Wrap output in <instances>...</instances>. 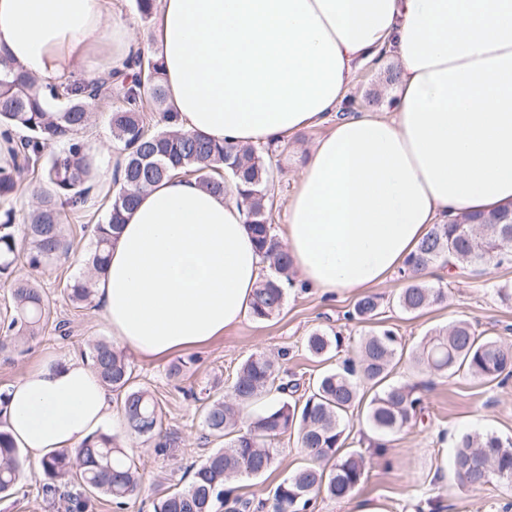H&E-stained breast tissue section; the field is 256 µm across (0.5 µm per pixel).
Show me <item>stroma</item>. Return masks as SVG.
<instances>
[{
  "instance_id": "1",
  "label": "stroma",
  "mask_w": 512,
  "mask_h": 512,
  "mask_svg": "<svg viewBox=\"0 0 512 512\" xmlns=\"http://www.w3.org/2000/svg\"><path fill=\"white\" fill-rule=\"evenodd\" d=\"M395 62L381 57L358 69L354 76L352 96L366 102L368 111L391 109L387 75ZM109 106L92 113L82 137L94 160L96 180L85 208L65 212L72 250L38 271L21 268L22 277H34L52 300L54 322L67 321L69 335L61 337L53 326L19 346L0 348V392L8 391L24 373L41 358L50 354L68 355L99 340L108 341L112 331L101 318L98 307L76 309L64 300L60 290L67 279L83 275L85 261L93 247V227L104 220L105 202L116 192L113 180L117 153L112 144ZM326 132L325 127L306 130L291 142L276 147L271 157L273 177L268 194L274 201V228L282 230V212L296 174L292 164L294 153L307 149ZM428 282L444 288L447 297L419 314H407L395 305L404 283L390 276L373 287L381 298L380 318L401 337L406 350H414L427 332L448 327L459 320L475 324L478 330L512 345V302H504L495 294L500 284H512V265L496 266L479 263L446 271L434 265ZM358 296L341 293L327 298L302 289L289 290L278 315L257 322L245 318L209 343L175 353L173 358L144 360L131 356L130 362L138 382L154 390L163 402V426L177 437L178 443L169 454H157L139 440L125 437L123 421L114 418L105 425L107 433L121 436L130 455L139 463L141 484L138 493L128 500L120 512H152V503L177 483L190 465L201 462L216 441L205 438L202 430L201 401L188 397L186 389L219 388L227 391L240 363L253 353L277 355L281 373L289 378H316L325 363L311 357L304 339L312 329L337 331L345 338L341 357L352 356L369 326L347 320ZM185 365L181 377L171 378L167 370L172 361ZM395 380L414 384L422 400L423 411L415 425L391 437L386 456L368 452V428L359 416H352L348 429L351 447L366 450L367 477L356 490L355 499L383 508L384 512H425L428 502H435L436 512H512V487L489 484L460 490L435 477L438 458L445 438L464 432L493 431L512 437V382L504 386L485 384L469 378L441 377L413 368L402 360L394 373ZM281 454L276 468L259 478L240 477L232 485L237 496L257 502L266 499L268 491L306 462L295 435H283ZM42 469L32 455L22 458V473L13 494L0 500V512H66L65 499L43 500Z\"/></svg>"
}]
</instances>
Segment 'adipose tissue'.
I'll return each mask as SVG.
<instances>
[{"instance_id": "adipose-tissue-1", "label": "adipose tissue", "mask_w": 512, "mask_h": 512, "mask_svg": "<svg viewBox=\"0 0 512 512\" xmlns=\"http://www.w3.org/2000/svg\"><path fill=\"white\" fill-rule=\"evenodd\" d=\"M155 39L183 130L277 145L329 124L286 202L295 287L377 286L434 224L512 204V0H158ZM133 41L112 0H0V55L47 83L119 67ZM382 53L399 71L391 112L340 115ZM263 276L235 185L173 177L128 214L96 291L113 340L158 360L240 324ZM112 406L88 361L49 355L0 421L42 461L78 450Z\"/></svg>"}]
</instances>
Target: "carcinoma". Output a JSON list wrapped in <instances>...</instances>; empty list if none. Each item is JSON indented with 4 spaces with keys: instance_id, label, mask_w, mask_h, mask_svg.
Listing matches in <instances>:
<instances>
[{
    "instance_id": "obj_1",
    "label": "carcinoma",
    "mask_w": 512,
    "mask_h": 512,
    "mask_svg": "<svg viewBox=\"0 0 512 512\" xmlns=\"http://www.w3.org/2000/svg\"><path fill=\"white\" fill-rule=\"evenodd\" d=\"M112 108L110 128L119 154L115 182L119 189L106 206L104 222L95 225L87 274L65 282L63 294L77 308L95 295V277L108 261L111 239L125 224V214L142 192L176 174L196 175L213 193L224 194L225 182H235L246 207L255 247L272 273L255 289L250 316L263 321L282 309L293 285L292 261L274 232L270 147L217 143L208 137L173 130L174 115L165 106L162 64L141 53L122 67L90 80L47 85L11 66L0 68V136L13 140L26 131L0 164V279L12 283L13 313L0 320L3 339L34 338L46 329L51 301L35 283L15 276L17 262L37 270L70 254L62 224L64 209L85 207L94 179V163L79 134L90 121V110L101 102ZM46 159L38 204L24 222V233L10 231L16 223L14 200L25 172ZM512 264V208L502 207L482 217L462 215L436 224L407 257L401 278L405 287L396 303L406 313H419L445 299L444 289L427 284L422 275L437 262L450 267L486 260ZM380 297L358 299L350 320L372 323L379 315ZM343 338L321 329L311 331L305 349L314 358L339 352ZM404 356L396 332L378 326L365 334L356 358H346L325 371L297 395L300 383L279 376L280 363L263 353L252 354L237 369L229 394L212 398L202 409L206 438L224 446L214 449L188 471V483L153 503V512H248L251 502L231 498L227 484L236 477H259L276 466L278 440L296 434L309 463L269 490L272 512H308L312 499L324 494L345 500L364 481V453L346 447L349 416L363 407L366 424L381 436L394 435L415 422L421 400L414 387L393 379ZM83 357L117 396L127 430L160 452L172 448L163 433L162 408L152 391L135 382L133 367L107 341L92 344ZM414 367L438 375H464L484 382L504 383L512 376V349L466 320L427 334L410 354ZM360 378L371 385L369 400L359 397ZM451 470L460 490L489 483L512 485V439L493 432L465 433L454 440ZM20 450L0 427V498L11 495L20 474ZM43 498L53 500L61 482L71 481L68 512H85L90 497L104 495L116 508L139 488V468L118 436L99 432L75 454L58 453L42 464Z\"/></svg>"
}]
</instances>
